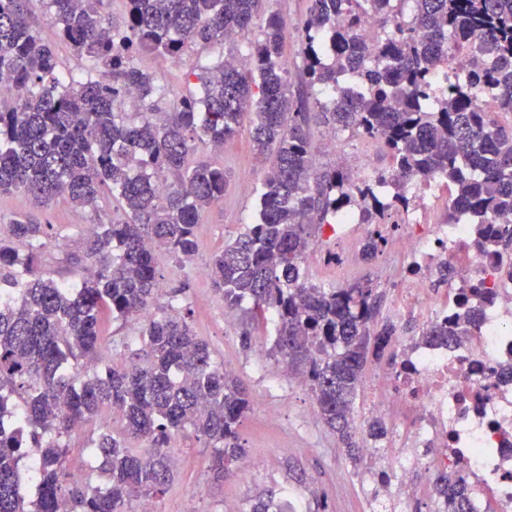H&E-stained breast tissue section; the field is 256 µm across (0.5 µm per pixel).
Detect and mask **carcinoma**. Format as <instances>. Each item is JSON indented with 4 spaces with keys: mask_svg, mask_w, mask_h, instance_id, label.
Instances as JSON below:
<instances>
[{
    "mask_svg": "<svg viewBox=\"0 0 512 512\" xmlns=\"http://www.w3.org/2000/svg\"><path fill=\"white\" fill-rule=\"evenodd\" d=\"M261 3L125 0L116 24L105 0H0V86L13 90L0 102V195L62 197L79 214L99 212L106 196L118 203L93 225L83 255L66 259L77 284L40 268L53 225L17 215L0 240V512H133L132 501L154 500L172 480L173 431L207 441L213 481L233 474L252 397L173 305L185 289L160 302L155 252L194 256L202 213L224 200L226 173L192 156L224 147L246 117L262 166L258 218L208 271L226 307L251 304L245 325L274 323L275 353L304 373L320 419L353 462L365 366L397 327H374L371 283L327 289L308 280L321 226L354 213L361 224H396L409 210L407 183L438 179L452 186L448 223L473 225L481 247L512 268L505 235L484 228L512 216V125L491 116L512 115V0H310L299 31L307 90L289 89L285 24L271 14L248 54L190 67L186 79L200 90L167 111L139 55L179 62L198 45L222 47L249 30ZM367 14L381 29L373 43L360 34ZM43 23L84 61L79 75L61 71ZM452 52L473 59L450 82ZM325 89L335 90L327 104L318 98ZM315 126L377 139L392 163L364 178L346 165L320 170ZM141 313L144 364L72 371L99 357L105 319ZM478 316L467 304L422 336L458 343ZM104 408L123 424L118 436L102 429L88 440L105 482L76 480L67 439ZM435 491L448 512H470L460 472L440 476Z\"/></svg>",
    "mask_w": 512,
    "mask_h": 512,
    "instance_id": "1",
    "label": "carcinoma"
}]
</instances>
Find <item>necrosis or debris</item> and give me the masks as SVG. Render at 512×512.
Listing matches in <instances>:
<instances>
[{
  "label": "necrosis or debris",
  "instance_id": "obj_1",
  "mask_svg": "<svg viewBox=\"0 0 512 512\" xmlns=\"http://www.w3.org/2000/svg\"><path fill=\"white\" fill-rule=\"evenodd\" d=\"M467 224H417L404 220L387 249L406 254L413 279L407 294L431 301L428 322L458 313L460 292L484 286L488 293L478 328L460 344L400 340L401 359L379 373L385 385L370 409L394 421L387 447L367 445L372 468L365 483L408 504L416 495L413 471L420 466L462 471L473 488L472 512H512V276L496 256L476 248ZM397 459L388 469L389 459Z\"/></svg>",
  "mask_w": 512,
  "mask_h": 512
}]
</instances>
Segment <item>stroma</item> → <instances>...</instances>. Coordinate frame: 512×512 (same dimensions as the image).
Here are the masks:
<instances>
[{
	"label": "stroma",
	"mask_w": 512,
	"mask_h": 512,
	"mask_svg": "<svg viewBox=\"0 0 512 512\" xmlns=\"http://www.w3.org/2000/svg\"><path fill=\"white\" fill-rule=\"evenodd\" d=\"M309 5V0H265L264 4L266 12L277 13L287 25L284 54L295 89L305 80L298 27ZM216 160L223 163L229 181L223 202L204 213L193 261L182 264L163 251L156 252L155 260L164 289L185 287L181 301L190 311L197 335L251 393L254 405L242 423L241 435L247 459L258 461L259 466L251 478L235 475L223 484H212L207 471L210 448L191 432L175 433L170 446L177 464L159 500L161 512H226L230 507L250 512L257 499L269 495L286 512L299 507L304 512H397L392 502L377 499L374 486L364 484L362 477L371 467L370 460L357 465L350 462L336 433L318 416L308 382L289 380L281 362L270 355L271 327L252 330L250 343H243L240 312L225 308L221 293L204 275L214 253L255 222L259 207L256 188L261 164L253 152L248 128H241L225 143ZM19 213L31 214L38 223L54 227L57 242L43 249L40 257L42 269L48 272L60 270L65 255L80 251L98 214L75 215L63 199L39 208L22 194L0 196L1 235L6 232V222ZM338 247L336 234L323 229L307 258L310 281L325 288H345L370 280L380 297L379 321L391 319V283L406 273L401 260L383 253L372 261L359 258L339 268L326 259ZM102 337L108 362L118 366L131 364L142 347L140 325L135 321L106 320ZM260 345L265 348L261 354L256 351ZM266 405L276 408V423L264 419L262 408Z\"/></svg>",
	"instance_id": "obj_1"
}]
</instances>
